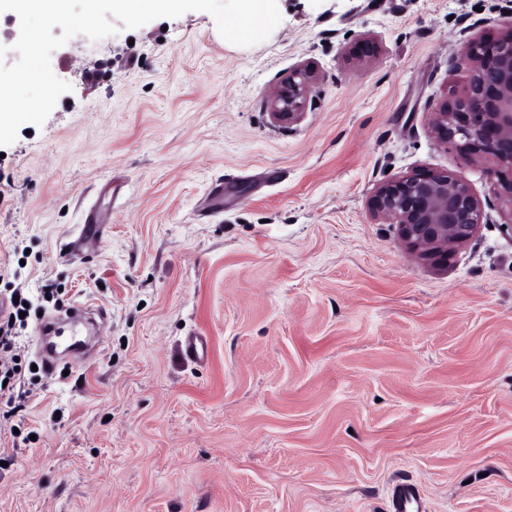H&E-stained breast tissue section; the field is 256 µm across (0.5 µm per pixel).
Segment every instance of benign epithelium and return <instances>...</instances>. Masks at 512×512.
Here are the masks:
<instances>
[{
  "mask_svg": "<svg viewBox=\"0 0 512 512\" xmlns=\"http://www.w3.org/2000/svg\"><path fill=\"white\" fill-rule=\"evenodd\" d=\"M455 64L468 67L466 89L442 102L432 115L437 141L451 142L466 157L489 165L501 194L512 202V29L493 38L473 37ZM315 72L295 70L275 94L271 108L292 121L306 108ZM374 217L398 225L409 250L446 264L475 235L484 213L469 186L450 171L418 169L382 182L369 197Z\"/></svg>",
  "mask_w": 512,
  "mask_h": 512,
  "instance_id": "obj_1",
  "label": "benign epithelium"
}]
</instances>
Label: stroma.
<instances>
[{"mask_svg":"<svg viewBox=\"0 0 512 512\" xmlns=\"http://www.w3.org/2000/svg\"><path fill=\"white\" fill-rule=\"evenodd\" d=\"M277 3L249 47L191 11L52 53L71 92L0 150V300L30 298L0 512H388L400 477L512 512V208L431 133L512 0ZM418 168L483 204L444 266L367 210ZM316 74L306 67L295 70L275 94L271 108L280 120L292 121L304 112L312 93Z\"/></svg>","mask_w":512,"mask_h":512,"instance_id":"1","label":"stroma"}]
</instances>
